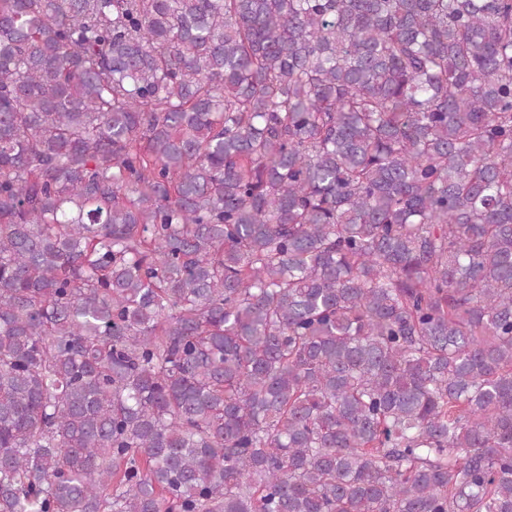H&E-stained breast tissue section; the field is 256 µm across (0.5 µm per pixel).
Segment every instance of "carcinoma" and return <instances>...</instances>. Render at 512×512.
<instances>
[{"instance_id":"cac0c4a2","label":"carcinoma","mask_w":512,"mask_h":512,"mask_svg":"<svg viewBox=\"0 0 512 512\" xmlns=\"http://www.w3.org/2000/svg\"><path fill=\"white\" fill-rule=\"evenodd\" d=\"M0 512H512V0H0Z\"/></svg>"}]
</instances>
